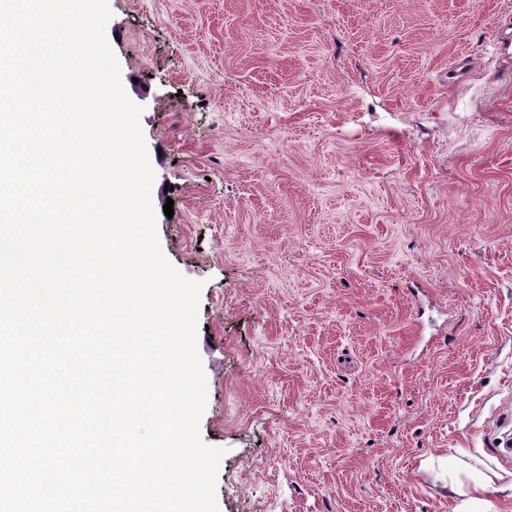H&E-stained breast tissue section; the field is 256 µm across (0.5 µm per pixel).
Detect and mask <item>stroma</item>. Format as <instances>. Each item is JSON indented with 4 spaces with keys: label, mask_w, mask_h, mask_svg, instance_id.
<instances>
[{
    "label": "stroma",
    "mask_w": 512,
    "mask_h": 512,
    "mask_svg": "<svg viewBox=\"0 0 512 512\" xmlns=\"http://www.w3.org/2000/svg\"><path fill=\"white\" fill-rule=\"evenodd\" d=\"M108 6L218 512H512V0ZM468 495L466 500L456 502L450 508V512H477L472 510L481 502V499L471 496L468 491H465L463 484L456 478V463L448 460V499L451 502L457 500L455 497H462Z\"/></svg>",
    "instance_id": "1"
}]
</instances>
